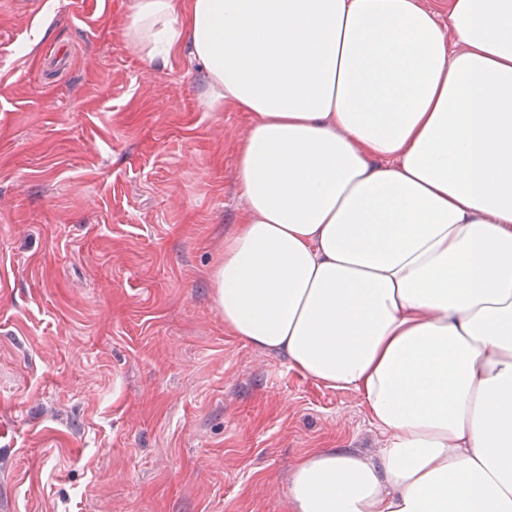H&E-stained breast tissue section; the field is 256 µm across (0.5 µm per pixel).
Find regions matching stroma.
<instances>
[{"label":"stroma","mask_w":512,"mask_h":512,"mask_svg":"<svg viewBox=\"0 0 512 512\" xmlns=\"http://www.w3.org/2000/svg\"><path fill=\"white\" fill-rule=\"evenodd\" d=\"M133 0H0V512H290L302 455L377 459L359 397L224 327L245 113Z\"/></svg>","instance_id":"1"}]
</instances>
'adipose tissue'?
<instances>
[{
	"label": "adipose tissue",
	"mask_w": 512,
	"mask_h": 512,
	"mask_svg": "<svg viewBox=\"0 0 512 512\" xmlns=\"http://www.w3.org/2000/svg\"><path fill=\"white\" fill-rule=\"evenodd\" d=\"M123 31L249 115L225 328L385 437L302 456L291 512H512V0H133Z\"/></svg>",
	"instance_id": "1"
}]
</instances>
